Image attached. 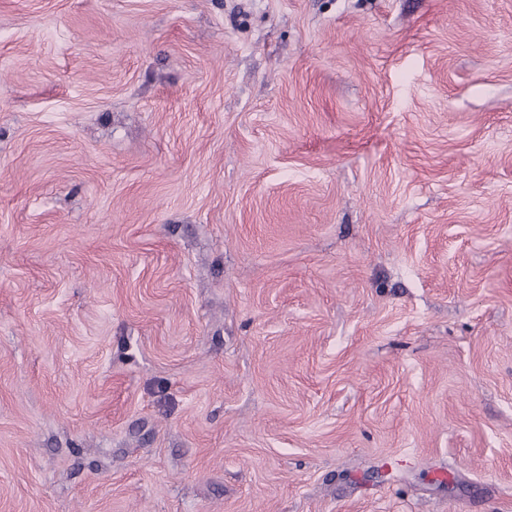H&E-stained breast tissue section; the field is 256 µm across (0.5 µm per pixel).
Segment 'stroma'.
I'll list each match as a JSON object with an SVG mask.
<instances>
[{
	"label": "stroma",
	"mask_w": 512,
	"mask_h": 512,
	"mask_svg": "<svg viewBox=\"0 0 512 512\" xmlns=\"http://www.w3.org/2000/svg\"><path fill=\"white\" fill-rule=\"evenodd\" d=\"M0 512H512V0H0Z\"/></svg>",
	"instance_id": "1"
}]
</instances>
